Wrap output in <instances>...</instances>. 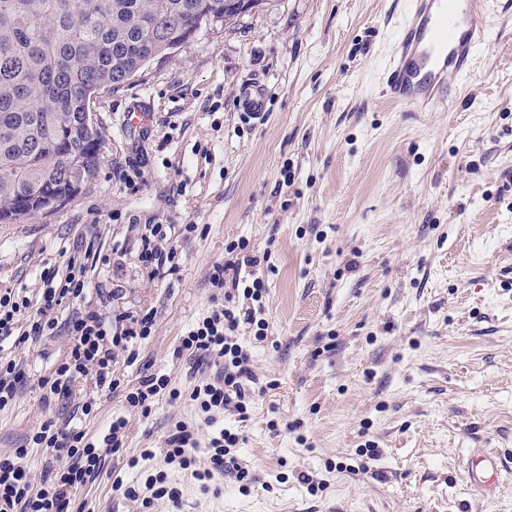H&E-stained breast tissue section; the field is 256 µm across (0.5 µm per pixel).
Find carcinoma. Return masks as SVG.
Masks as SVG:
<instances>
[{
	"label": "carcinoma",
	"instance_id": "1",
	"mask_svg": "<svg viewBox=\"0 0 512 512\" xmlns=\"http://www.w3.org/2000/svg\"><path fill=\"white\" fill-rule=\"evenodd\" d=\"M236 0H0V223L72 197L93 178L100 132L86 124L110 93L195 36Z\"/></svg>",
	"mask_w": 512,
	"mask_h": 512
}]
</instances>
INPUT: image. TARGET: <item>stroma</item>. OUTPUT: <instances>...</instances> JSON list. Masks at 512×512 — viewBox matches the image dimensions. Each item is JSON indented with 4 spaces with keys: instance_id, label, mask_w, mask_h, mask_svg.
Returning <instances> with one entry per match:
<instances>
[{
    "instance_id": "stroma-1",
    "label": "stroma",
    "mask_w": 512,
    "mask_h": 512,
    "mask_svg": "<svg viewBox=\"0 0 512 512\" xmlns=\"http://www.w3.org/2000/svg\"><path fill=\"white\" fill-rule=\"evenodd\" d=\"M410 2L263 0L202 26L99 98L94 178L60 207L0 224V295L37 299L41 270L92 242L104 259L85 272L90 309L113 332L154 317L136 357L112 363L120 388L77 419L91 377L67 399L38 384L68 336L28 335L24 315L0 342L27 375L0 410V453L25 449L33 483L49 459L29 442L42 423L95 441L112 417L128 420L70 512H512V0H488L490 46L443 112H409L382 92ZM252 82L266 90L258 119L239 98ZM136 103L151 117L133 132L123 119ZM151 224L177 252L159 276L138 258ZM241 240L260 260L266 335L243 323L232 337L261 387L248 418L216 412L239 444L234 464L201 482L163 448L176 423L196 427V468L209 466L214 430L190 394L223 362L181 343L221 309L209 274ZM152 373L180 398L127 410V389ZM478 448L497 456L498 497L466 485ZM160 472L179 507L146 509L114 487L141 491Z\"/></svg>"
}]
</instances>
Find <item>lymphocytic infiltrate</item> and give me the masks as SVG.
<instances>
[{"instance_id":"f902f5d3","label":"lymphocytic infiltrate","mask_w":512,"mask_h":512,"mask_svg":"<svg viewBox=\"0 0 512 512\" xmlns=\"http://www.w3.org/2000/svg\"><path fill=\"white\" fill-rule=\"evenodd\" d=\"M92 250L74 254L67 259L68 275L48 267L41 271L43 286L37 302L17 301L11 295L0 296V339L12 336L19 317L26 309H34L29 333L33 336H54L66 333L70 338L69 352L58 365L54 377L44 378L50 394L70 396L71 383L79 376L93 375L98 393L109 395L120 386L112 372L115 350L133 351L140 340L151 330L152 318L145 315L131 321L120 335L108 334L103 318L93 310L75 311L65 319L56 314L69 301L86 296L87 285L80 278L86 270ZM257 257L245 254L214 265L213 283L224 290L225 304L202 324L189 332L182 341L184 350L199 357H219L224 361L221 374L212 381L197 386L191 393L204 410L233 409L240 418H247L250 392L259 379L250 365V357L229 337V330L242 322L250 321L251 312L233 306L235 291L253 301H261L265 287L260 278H253L250 285H243V268H256ZM127 421L124 417L112 420L101 443L87 442L80 430L56 428L53 422L43 423L33 432L34 445L51 451L42 488H35L20 464L24 449L10 454H0V512H68L74 491L99 477L107 456L123 446Z\"/></svg>"}]
</instances>
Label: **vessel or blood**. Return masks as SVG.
Returning a JSON list of instances; mask_svg holds the SVG:
<instances>
[{
    "label": "vessel or blood",
    "mask_w": 512,
    "mask_h": 512,
    "mask_svg": "<svg viewBox=\"0 0 512 512\" xmlns=\"http://www.w3.org/2000/svg\"><path fill=\"white\" fill-rule=\"evenodd\" d=\"M487 0H412L386 67L387 101L411 112H439L452 99L451 80L465 81L485 46ZM479 490L496 483L497 466L479 454L470 473Z\"/></svg>",
    "instance_id": "vessel-or-blood-1"
}]
</instances>
